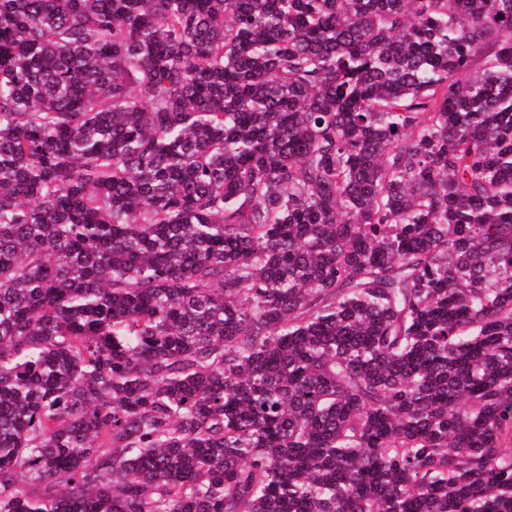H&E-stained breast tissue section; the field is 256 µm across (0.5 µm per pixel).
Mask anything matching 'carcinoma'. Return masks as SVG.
<instances>
[{"label": "carcinoma", "instance_id": "obj_1", "mask_svg": "<svg viewBox=\"0 0 512 512\" xmlns=\"http://www.w3.org/2000/svg\"><path fill=\"white\" fill-rule=\"evenodd\" d=\"M0 512H512V0H0Z\"/></svg>", "mask_w": 512, "mask_h": 512}]
</instances>
